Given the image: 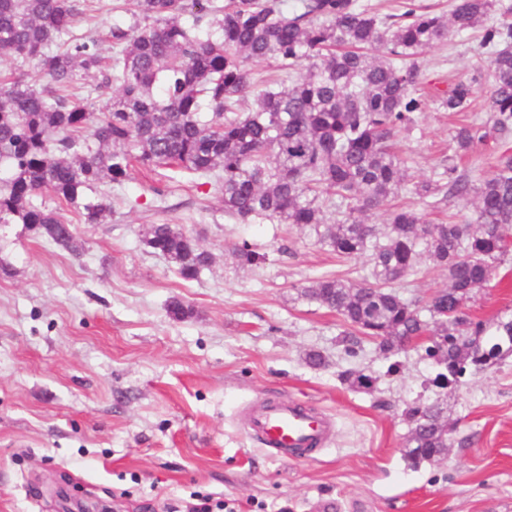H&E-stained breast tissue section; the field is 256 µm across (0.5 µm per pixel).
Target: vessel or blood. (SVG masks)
Returning a JSON list of instances; mask_svg holds the SVG:
<instances>
[{
	"instance_id": "1",
	"label": "vessel or blood",
	"mask_w": 512,
	"mask_h": 512,
	"mask_svg": "<svg viewBox=\"0 0 512 512\" xmlns=\"http://www.w3.org/2000/svg\"><path fill=\"white\" fill-rule=\"evenodd\" d=\"M250 438L280 459H296L322 450L332 439L333 418L294 398H263L244 415Z\"/></svg>"
}]
</instances>
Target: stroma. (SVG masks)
I'll use <instances>...</instances> for the list:
<instances>
[{
    "label": "stroma",
    "mask_w": 512,
    "mask_h": 512,
    "mask_svg": "<svg viewBox=\"0 0 512 512\" xmlns=\"http://www.w3.org/2000/svg\"><path fill=\"white\" fill-rule=\"evenodd\" d=\"M480 36L425 51L426 88L483 66ZM454 122L430 106L400 134L412 178L451 155ZM100 188L112 200L103 223L62 210L77 251L0 224V512H184L199 493L223 512H323L329 500L337 512H512V358L451 394L426 388L423 348L388 360L367 337L349 357L343 318L300 289L321 277L369 283V255L340 258L309 228L241 223L214 176L137 169ZM150 224L196 237L209 268L182 278L144 246ZM244 241L264 265L237 266ZM447 284L423 252L399 292L424 301ZM175 300L189 316L170 313ZM468 307L483 321L512 316V253ZM311 351L322 366L307 364ZM348 369L373 375V389L343 382ZM267 397L329 414L330 443L298 461L269 454L240 421ZM417 400L443 403L454 431L445 457L413 467L403 411Z\"/></svg>",
    "instance_id": "stroma-1"
}]
</instances>
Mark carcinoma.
I'll use <instances>...</instances> for the list:
<instances>
[{"mask_svg": "<svg viewBox=\"0 0 512 512\" xmlns=\"http://www.w3.org/2000/svg\"><path fill=\"white\" fill-rule=\"evenodd\" d=\"M127 2L131 21L112 28L107 57L78 29L94 0H0V51L19 70L0 78V224H26L69 248L72 225L35 203L44 190L82 223L99 224L110 204L96 196L98 184H120L136 166L220 173L224 212L241 222L322 226L320 242L338 256L371 253L372 283L320 278L301 288L353 328L340 339L346 355H358L362 336L386 358L413 339L425 345L440 389L458 387L469 367L512 356V318L491 331L466 311L509 251L512 154H500L477 184L457 164L475 143L512 135L511 3L453 0L446 16L417 0H401L395 13L363 0ZM478 27L486 70L422 92L423 52ZM265 61L282 76L255 78L253 66ZM485 80L488 119L455 126L454 154L412 184L428 206L474 200L472 215L429 224L414 207L392 205L407 185L397 136L430 102L452 114L471 111ZM103 89L112 90L109 102L89 111ZM373 210L386 215L382 242L363 219ZM143 239L185 279L212 262L174 224H152ZM421 244L448 272V287L422 306L394 289ZM234 257L241 267L267 261L247 242ZM404 416L411 466L450 447L438 405L415 404Z\"/></svg>", "mask_w": 512, "mask_h": 512, "instance_id": "cac0c4a2", "label": "carcinoma"}]
</instances>
